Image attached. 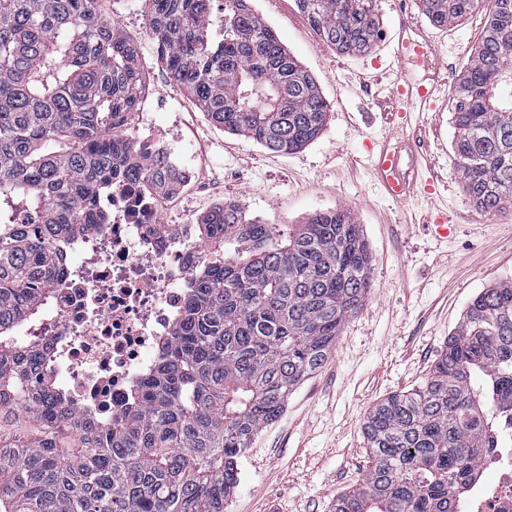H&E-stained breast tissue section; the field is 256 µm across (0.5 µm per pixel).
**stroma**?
I'll return each mask as SVG.
<instances>
[{"label":"stroma","mask_w":512,"mask_h":512,"mask_svg":"<svg viewBox=\"0 0 512 512\" xmlns=\"http://www.w3.org/2000/svg\"><path fill=\"white\" fill-rule=\"evenodd\" d=\"M284 47L315 77L331 104L320 135L294 153L270 152L209 122L170 78L146 31L144 0H102L132 38L149 88L129 132L174 128L191 159L193 184L164 201V224H194L224 200L266 224H301L313 212L345 208L371 256V288L344 324L324 365L289 397L240 461L229 512H329L336 494L352 490L367 467L362 426L370 407L417 386L441 353L471 300L512 279V210L491 215L465 195L452 150L453 84L438 108L415 112L406 127L386 119L387 95L361 88L369 75L390 84L405 11L438 48L439 71H461L482 35L486 12L436 27L418 0H381L382 34L363 55L338 53L314 32L295 0H251ZM417 138L415 175L432 192L395 201L368 168L371 149L387 139ZM448 211L456 230L436 242L430 217Z\"/></svg>","instance_id":"1"}]
</instances>
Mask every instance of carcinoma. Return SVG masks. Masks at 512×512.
I'll return each mask as SVG.
<instances>
[{"label":"carcinoma","mask_w":512,"mask_h":512,"mask_svg":"<svg viewBox=\"0 0 512 512\" xmlns=\"http://www.w3.org/2000/svg\"><path fill=\"white\" fill-rule=\"evenodd\" d=\"M99 0H0V512H224L239 459L322 367L371 288L347 209L282 228L226 201L198 228L202 261L157 365L109 424L66 407L51 357L15 330L51 302L59 246L103 224L96 195L169 188L128 133L145 74ZM145 0L175 83L209 120L276 153L316 139L329 103L249 0ZM380 0H297L345 55L371 49ZM481 0H420L452 25ZM465 194L512 208V0H493L453 96ZM512 417V281L485 288L414 389L367 412L369 466L331 512H448Z\"/></svg>","instance_id":"carcinoma-1"}]
</instances>
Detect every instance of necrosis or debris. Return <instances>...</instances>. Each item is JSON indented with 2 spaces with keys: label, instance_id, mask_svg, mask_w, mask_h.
<instances>
[{
  "label": "necrosis or debris",
  "instance_id": "obj_1",
  "mask_svg": "<svg viewBox=\"0 0 512 512\" xmlns=\"http://www.w3.org/2000/svg\"><path fill=\"white\" fill-rule=\"evenodd\" d=\"M163 201L116 190L110 223L77 237L81 258L62 262L51 315L37 334L63 375L71 407L112 418L152 368L181 318L197 263L196 228L162 227ZM456 512H512V446L483 453Z\"/></svg>",
  "mask_w": 512,
  "mask_h": 512
}]
</instances>
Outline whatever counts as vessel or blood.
Here are the masks:
<instances>
[{
    "label": "vessel or blood",
    "instance_id": "obj_1",
    "mask_svg": "<svg viewBox=\"0 0 512 512\" xmlns=\"http://www.w3.org/2000/svg\"><path fill=\"white\" fill-rule=\"evenodd\" d=\"M433 50L432 42L420 39L417 31L402 30L396 48L398 67L393 82L401 103L396 112L398 119H406L412 112L433 110L438 97L435 87L420 83L411 71L413 65L429 60ZM412 149L413 146L409 143L403 144L399 149L385 145L371 156V173L392 199L401 200L410 193L409 172L403 166L402 155Z\"/></svg>",
    "mask_w": 512,
    "mask_h": 512
}]
</instances>
